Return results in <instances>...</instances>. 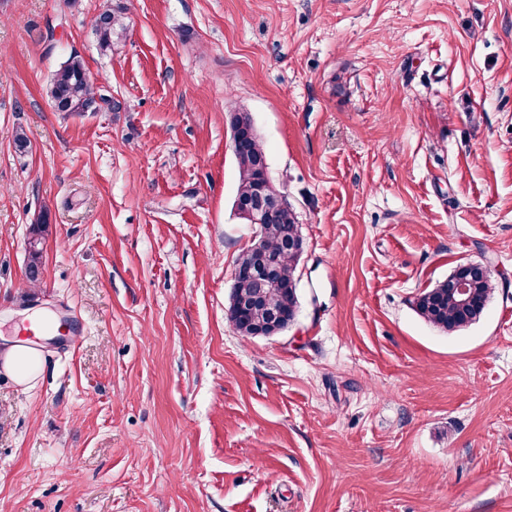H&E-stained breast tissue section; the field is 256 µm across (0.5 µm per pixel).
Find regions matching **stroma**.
Wrapping results in <instances>:
<instances>
[{
    "mask_svg": "<svg viewBox=\"0 0 512 512\" xmlns=\"http://www.w3.org/2000/svg\"><path fill=\"white\" fill-rule=\"evenodd\" d=\"M233 111L305 242L267 338ZM462 260L497 288L448 334L413 301ZM38 310L85 334L0 367V512H512V0H0V348ZM98 18L101 20V24L95 26V34L100 48L105 51L112 46L113 39L122 34L124 24L122 17L111 9L103 10ZM49 96L58 112H84L96 92L94 82L80 60L72 57L60 66L52 79ZM4 366L18 381H24L40 367V357L36 349L28 347L26 342L15 339L3 350Z\"/></svg>",
    "mask_w": 512,
    "mask_h": 512,
    "instance_id": "stroma-1",
    "label": "stroma"
}]
</instances>
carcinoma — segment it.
Listing matches in <instances>:
<instances>
[{
  "mask_svg": "<svg viewBox=\"0 0 512 512\" xmlns=\"http://www.w3.org/2000/svg\"><path fill=\"white\" fill-rule=\"evenodd\" d=\"M98 18L101 24L95 26V34L100 48L105 51L112 46L113 39L122 34L124 24L122 17L111 9L103 10ZM49 96L51 104L59 112H84L96 92L94 82L80 60L72 57L60 66L52 79ZM264 152L259 138L244 140L235 149L234 157L239 173L237 196L250 198L262 180L263 171L256 167V159ZM295 223V212L287 209L280 213L275 222L264 225L267 245L279 258L278 284L267 289L262 305L235 322L234 328L244 337L250 336L253 329L267 322L271 309L287 311L299 305L298 291L288 288V283L296 280L298 259L284 248L283 243L286 230L293 229ZM38 245V239L30 241L26 276L32 283L39 280L42 264V252ZM457 277L468 280L469 294L465 300L448 283V280ZM495 289L493 276H485L466 268L455 269L448 275V279L418 295L414 300V308L424 321L451 334L463 329L465 323L472 325L480 320Z\"/></svg>",
  "mask_w": 512,
  "mask_h": 512,
  "instance_id": "cac0c4a2",
  "label": "carcinoma"
}]
</instances>
